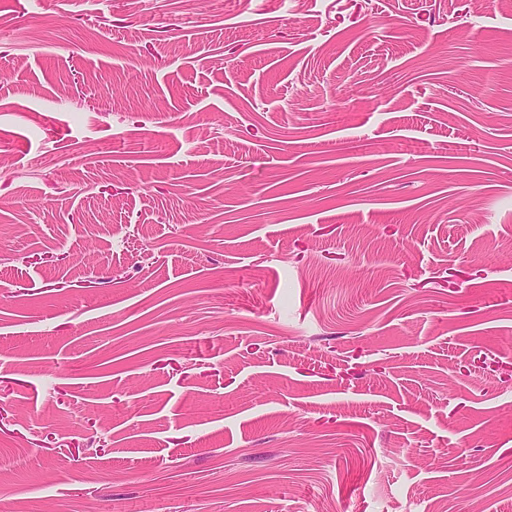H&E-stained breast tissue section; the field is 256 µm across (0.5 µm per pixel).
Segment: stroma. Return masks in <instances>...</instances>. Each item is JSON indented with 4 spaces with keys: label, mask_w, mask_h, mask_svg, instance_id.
Segmentation results:
<instances>
[{
    "label": "stroma",
    "mask_w": 512,
    "mask_h": 512,
    "mask_svg": "<svg viewBox=\"0 0 512 512\" xmlns=\"http://www.w3.org/2000/svg\"><path fill=\"white\" fill-rule=\"evenodd\" d=\"M512 0H0V512H512Z\"/></svg>",
    "instance_id": "35a3bbf8"
}]
</instances>
